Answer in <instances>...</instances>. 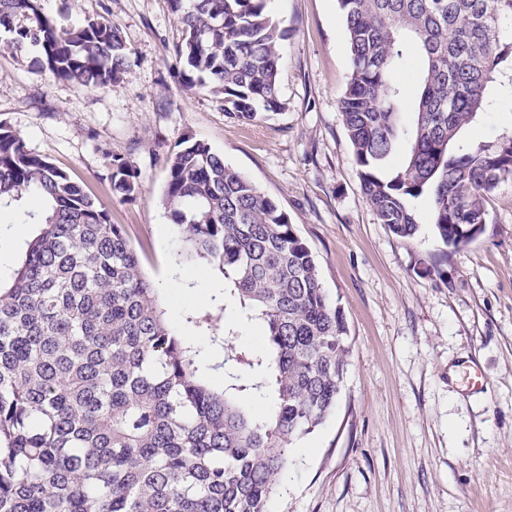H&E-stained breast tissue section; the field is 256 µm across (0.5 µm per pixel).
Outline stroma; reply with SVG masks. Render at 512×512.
Listing matches in <instances>:
<instances>
[{
	"label": "stroma",
	"instance_id": "35a3bbf8",
	"mask_svg": "<svg viewBox=\"0 0 512 512\" xmlns=\"http://www.w3.org/2000/svg\"><path fill=\"white\" fill-rule=\"evenodd\" d=\"M75 27L118 25L132 62L112 87L83 91L0 55V122L66 171L123 225L168 322L212 357L223 350L224 280L205 263L175 265L177 229L163 206L171 155L200 141L288 212L311 248L350 345L336 407L292 446L270 512H512V180L485 202L483 234L442 257L429 197L420 231L379 224L361 189L339 112L350 59L337 0H269L287 28L284 108L246 124L207 90L184 86L182 24L168 0H41ZM141 188L113 195L108 158ZM441 262L447 281L424 276ZM479 366L485 385L467 390Z\"/></svg>",
	"mask_w": 512,
	"mask_h": 512
}]
</instances>
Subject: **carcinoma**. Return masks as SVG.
<instances>
[{"label":"carcinoma","instance_id":"1","mask_svg":"<svg viewBox=\"0 0 512 512\" xmlns=\"http://www.w3.org/2000/svg\"><path fill=\"white\" fill-rule=\"evenodd\" d=\"M180 16L185 85L254 122L283 109L277 77L287 31L268 0H169ZM351 72L340 98L363 194L400 238L419 231L409 199L431 197L436 237L457 250L486 224L485 199L512 180V127L476 145L461 132L512 98V0H338ZM0 51L37 48L32 67L84 90L122 79L119 27L64 29L40 0H0ZM422 59L413 97L399 81ZM411 115L405 122L404 114ZM401 168L382 179L399 143ZM113 193L139 176L109 160ZM31 205L23 207V200ZM163 205L181 241L177 265L203 261L224 278L240 323L260 321L263 353L228 344L221 363L185 343L121 224L82 187L0 124V211L39 225L11 281L0 282V512H269L292 465L290 445L336 406L349 353L288 213L208 144L170 159ZM234 363L217 391L207 371ZM270 403L250 414L241 393Z\"/></svg>","mask_w":512,"mask_h":512}]
</instances>
